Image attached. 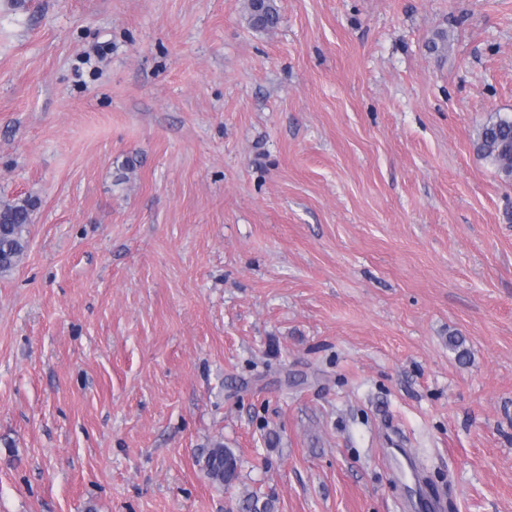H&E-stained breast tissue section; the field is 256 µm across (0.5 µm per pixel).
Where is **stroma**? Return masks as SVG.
I'll list each match as a JSON object with an SVG mask.
<instances>
[{
	"mask_svg": "<svg viewBox=\"0 0 512 512\" xmlns=\"http://www.w3.org/2000/svg\"><path fill=\"white\" fill-rule=\"evenodd\" d=\"M245 5L0 0V512H512V0ZM247 10L249 24L255 30L272 29L279 22L274 0H249ZM477 153L506 179H512V115L496 113L476 133ZM35 207L29 197L0 204V274L13 271L26 254ZM204 469L212 482L229 485L239 476V459L224 443L216 442L206 454Z\"/></svg>",
	"mask_w": 512,
	"mask_h": 512,
	"instance_id": "1",
	"label": "stroma"
}]
</instances>
